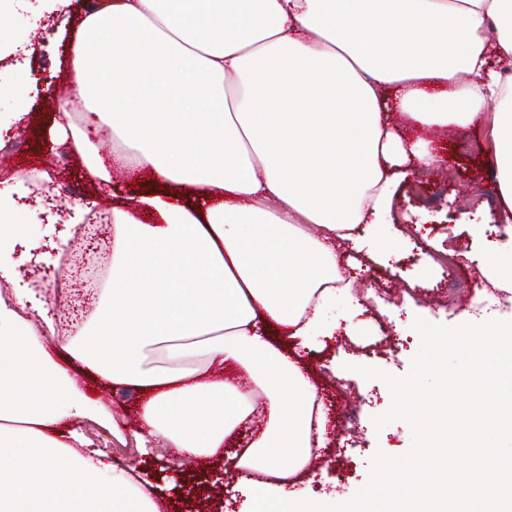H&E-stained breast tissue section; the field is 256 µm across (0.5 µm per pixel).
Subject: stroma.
Wrapping results in <instances>:
<instances>
[{
	"instance_id": "stroma-1",
	"label": "stroma",
	"mask_w": 512,
	"mask_h": 512,
	"mask_svg": "<svg viewBox=\"0 0 512 512\" xmlns=\"http://www.w3.org/2000/svg\"><path fill=\"white\" fill-rule=\"evenodd\" d=\"M29 19L0 18L8 39L33 38L36 51L29 64L37 80L31 112H53L69 98L72 75L64 63L68 44H48L45 33H31ZM412 138L430 140L442 162L422 190L401 185L394 209L397 227L420 224L421 231L397 250L383 249L371 263L368 280L357 279L351 297H339L331 318L339 319L332 336L323 338L302 360L329 410V441L301 475L297 491L307 501L331 505L359 500L373 483L405 484L422 472H435L443 462L425 448L413 417L441 413L449 398L474 400L477 387H464L453 368L429 371L436 351L429 335L444 336L449 356L473 351L472 334L484 318L512 325V308L482 316L467 305L470 285L483 277L470 259L489 251L512 258V243L496 234L492 220L501 205L496 191L494 148L487 124L410 129ZM17 142L15 172L29 168L54 172L71 187L77 201L98 196L99 182L90 179L81 158L68 144L53 140L50 124L24 125L11 132ZM457 257L461 289L449 293L442 268L430 260L439 254ZM153 451L141 455L135 443L112 442V456L132 466H147L164 505L161 512H190L179 495L192 476L218 475L209 486V501L220 512H247L232 465L212 471L201 463L179 468L170 463V448L152 439Z\"/></svg>"
}]
</instances>
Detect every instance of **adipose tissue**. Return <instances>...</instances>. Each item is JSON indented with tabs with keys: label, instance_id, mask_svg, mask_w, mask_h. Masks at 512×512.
<instances>
[{
	"label": "adipose tissue",
	"instance_id": "obj_1",
	"mask_svg": "<svg viewBox=\"0 0 512 512\" xmlns=\"http://www.w3.org/2000/svg\"><path fill=\"white\" fill-rule=\"evenodd\" d=\"M70 3L44 9L72 44L73 94L111 134L114 161L148 172L150 187L126 196L111 184L112 260L76 331L19 293L0 297V512H159L150 483L82 428L125 438L124 415L88 396L92 376L143 394L134 438L142 449L164 438L178 466L223 457L263 408V429L233 455L251 512H317L287 487L325 446L327 414L277 339L304 348L333 334L323 315L340 247L394 237L401 184L439 165L393 113L468 126L498 100L496 221L512 232V0H85L76 23ZM32 82L0 69V97L16 103L0 126L28 116ZM54 124L107 178L68 102ZM59 335L65 364L46 344ZM479 340L484 356L456 361L460 379L489 386L478 410L415 419L439 452L462 439L476 470L369 489L338 512L397 499L405 512H512V327L486 322Z\"/></svg>",
	"mask_w": 512,
	"mask_h": 512
}]
</instances>
